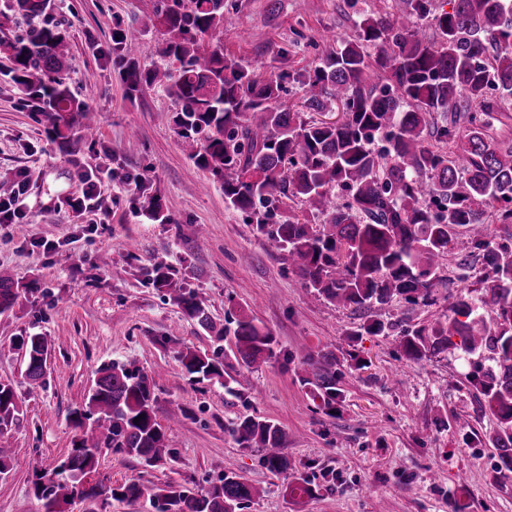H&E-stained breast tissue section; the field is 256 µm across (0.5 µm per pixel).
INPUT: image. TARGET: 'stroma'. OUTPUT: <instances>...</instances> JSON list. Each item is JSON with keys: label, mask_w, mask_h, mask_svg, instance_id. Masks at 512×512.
Instances as JSON below:
<instances>
[{"label": "stroma", "mask_w": 512, "mask_h": 512, "mask_svg": "<svg viewBox=\"0 0 512 512\" xmlns=\"http://www.w3.org/2000/svg\"><path fill=\"white\" fill-rule=\"evenodd\" d=\"M224 0L225 54L266 76L288 51L289 69L353 37L355 20L396 11L394 0ZM164 0H52L49 16L70 35L61 80L98 118L92 139L57 138L42 106L13 80V62L0 49V175L26 181L25 218L0 224V271L20 285L36 284L0 313V382L12 385L20 415L0 427L10 467L0 477V512H43L29 490L37 469L67 455L78 431L69 413L81 407L101 364L132 356L154 377L157 416L165 423L173 458L149 467L102 451L100 470L112 483L136 481L153 489L167 482L204 490L225 472L242 475L263 494L242 512H512V478L500 476L493 448L467 442L496 427L482 412L467 376L470 359L451 349L414 361L395 336H358L357 314L304 287L286 256L269 248L243 216L224 203L211 174L198 168L174 132L176 105L160 89L128 100L112 57V33L135 25L143 35L132 56L140 67L165 65L155 22ZM111 169L102 187L107 212L78 221L69 206L79 172ZM158 198L166 223L145 207ZM186 224L207 229V243L190 249ZM467 235L450 246L434 305L396 302L385 321L415 329L448 310V294L478 288L480 266L458 280L468 255ZM164 257L180 269L217 323L253 315L275 336L280 356L237 369L236 393L194 383L174 358L188 346L213 354L221 344L182 315L162 291L143 283L140 268ZM41 334L52 344L43 386L30 388L14 337ZM336 357L341 396L327 413L298 380L308 354ZM178 421H169L174 409ZM254 414L284 432L288 470L275 474L260 451L242 448L227 428ZM314 487L289 496L296 478Z\"/></svg>", "instance_id": "obj_1"}]
</instances>
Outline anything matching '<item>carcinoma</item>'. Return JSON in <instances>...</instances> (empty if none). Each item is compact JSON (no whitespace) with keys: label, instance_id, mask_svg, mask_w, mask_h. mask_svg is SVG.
Listing matches in <instances>:
<instances>
[{"label":"carcinoma","instance_id":"cac0c4a2","mask_svg":"<svg viewBox=\"0 0 512 512\" xmlns=\"http://www.w3.org/2000/svg\"><path fill=\"white\" fill-rule=\"evenodd\" d=\"M400 14L368 16L356 23V38L319 56L296 75L281 70L259 77L247 63L224 54L220 22L224 0H165L158 15L163 55L169 65L142 71L130 62L120 73L129 97L146 88H164L177 106L175 132L192 148L190 158L224 190L227 207L246 214L269 247L288 256L307 288L325 300L366 315L354 335L398 332L404 354L421 360L448 350L460 338L465 352L485 354L492 365L476 363L470 384L481 407L497 420L488 438L498 453L502 476L512 472V144L488 137L493 112L512 99V0H449L452 9L434 16V0H397ZM51 0H11V10L29 21L24 34L5 42L14 61V80L32 91L62 139L79 131L91 138L92 110L77 104L53 74L69 51V35L46 18ZM42 21L33 24L31 20ZM435 21L430 41L421 22ZM129 54L140 29L116 32ZM306 87L301 109H282L288 84ZM337 107L336 121L318 115ZM347 191L338 205L334 189ZM305 206L307 217L283 215L286 201ZM493 211V231L485 216ZM470 236L471 256L482 260L475 296L449 297L453 317L430 326L396 329L370 314L394 301L435 304L445 285L440 260L461 233ZM143 283L169 293L181 313L227 342L224 360L185 346L175 353L194 380L216 381L233 392L228 370L250 368L276 356L273 333L246 313L231 326L216 327L186 273L156 256L141 268ZM29 292L0 273V313ZM492 308L485 319L478 309ZM25 378L41 383L50 355L46 337L20 336ZM299 375L312 397L332 408L336 358L308 354ZM151 378L135 358L98 369L85 406L71 414L80 435L62 459L65 468L37 471L33 496L44 512H68L75 502H135L141 485H105L101 492H75L80 476L99 469L102 449L154 466L172 456L165 427L156 416ZM13 387L0 383V424L17 418ZM243 448L261 449L260 462L285 472L284 432L276 423L244 415L229 427ZM260 495L233 471L207 490L181 484L149 496L156 512H236Z\"/></svg>","mask_w":512,"mask_h":512}]
</instances>
